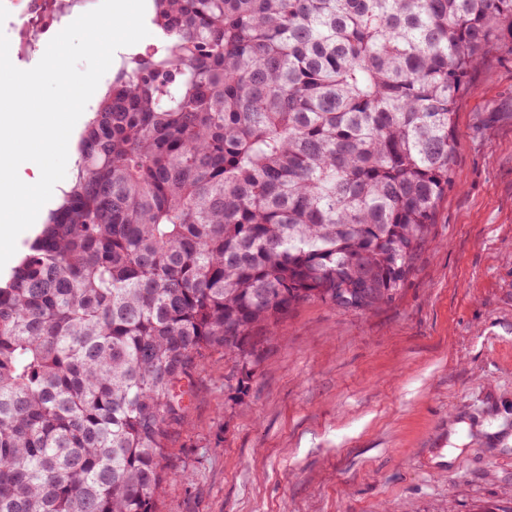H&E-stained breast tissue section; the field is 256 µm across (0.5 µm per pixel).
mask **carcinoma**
Listing matches in <instances>:
<instances>
[{
	"instance_id": "carcinoma-1",
	"label": "carcinoma",
	"mask_w": 512,
	"mask_h": 512,
	"mask_svg": "<svg viewBox=\"0 0 512 512\" xmlns=\"http://www.w3.org/2000/svg\"><path fill=\"white\" fill-rule=\"evenodd\" d=\"M62 202L0 284V512H157L214 352L401 288L512 0H151Z\"/></svg>"
}]
</instances>
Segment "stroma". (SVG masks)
I'll list each match as a JSON object with an SVG mask.
<instances>
[{
    "instance_id": "1",
    "label": "stroma",
    "mask_w": 512,
    "mask_h": 512,
    "mask_svg": "<svg viewBox=\"0 0 512 512\" xmlns=\"http://www.w3.org/2000/svg\"><path fill=\"white\" fill-rule=\"evenodd\" d=\"M455 112V182L401 288L293 308L245 396L213 353L157 512H512V31Z\"/></svg>"
}]
</instances>
